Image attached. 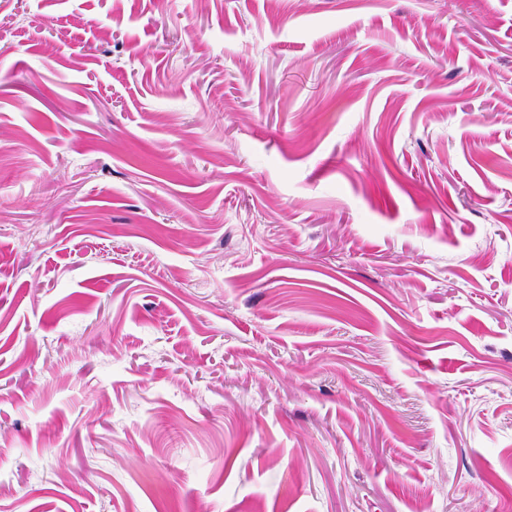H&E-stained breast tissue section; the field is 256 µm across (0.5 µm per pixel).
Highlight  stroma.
I'll return each mask as SVG.
<instances>
[{"instance_id": "1", "label": "stroma", "mask_w": 512, "mask_h": 512, "mask_svg": "<svg viewBox=\"0 0 512 512\" xmlns=\"http://www.w3.org/2000/svg\"><path fill=\"white\" fill-rule=\"evenodd\" d=\"M0 512H512V0H0Z\"/></svg>"}]
</instances>
